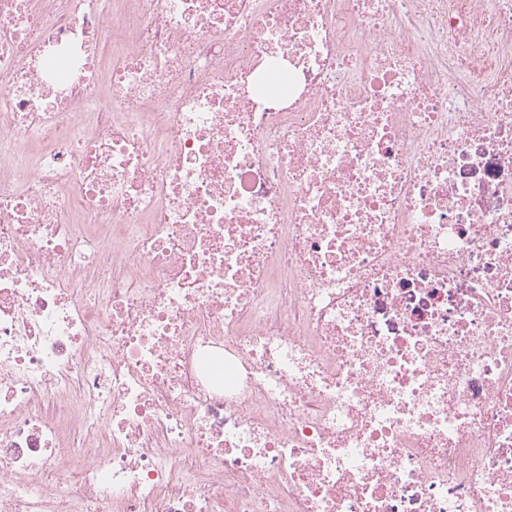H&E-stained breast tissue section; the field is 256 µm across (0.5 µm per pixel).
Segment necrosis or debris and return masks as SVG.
I'll return each instance as SVG.
<instances>
[{
  "mask_svg": "<svg viewBox=\"0 0 512 512\" xmlns=\"http://www.w3.org/2000/svg\"><path fill=\"white\" fill-rule=\"evenodd\" d=\"M0 512H512V0H0Z\"/></svg>",
  "mask_w": 512,
  "mask_h": 512,
  "instance_id": "obj_1",
  "label": "necrosis or debris"
}]
</instances>
